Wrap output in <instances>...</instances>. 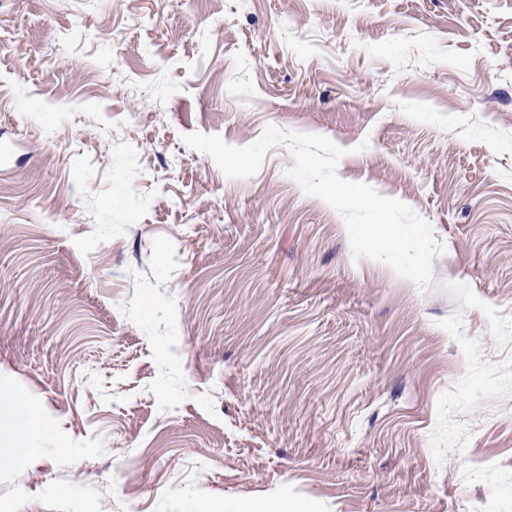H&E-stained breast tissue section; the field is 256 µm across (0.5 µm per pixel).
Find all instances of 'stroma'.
<instances>
[{
  "label": "stroma",
  "instance_id": "obj_1",
  "mask_svg": "<svg viewBox=\"0 0 512 512\" xmlns=\"http://www.w3.org/2000/svg\"><path fill=\"white\" fill-rule=\"evenodd\" d=\"M343 148L420 289L268 151ZM0 512H512V0H0ZM10 412L15 417V439L25 446L30 447L33 439L38 436L42 426L34 419L21 398H15Z\"/></svg>",
  "mask_w": 512,
  "mask_h": 512
}]
</instances>
